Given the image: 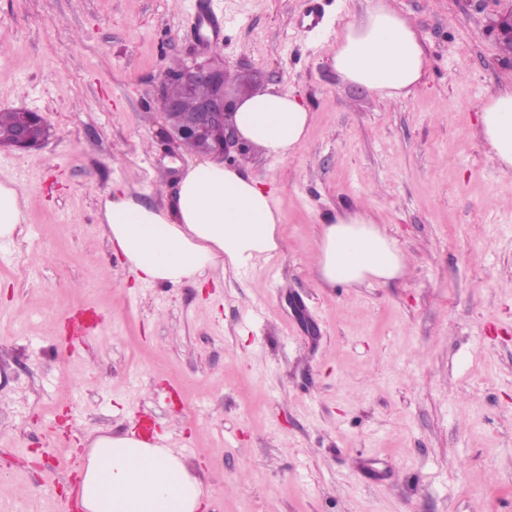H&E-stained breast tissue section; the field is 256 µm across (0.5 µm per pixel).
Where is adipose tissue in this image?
<instances>
[{
    "label": "adipose tissue",
    "instance_id": "1",
    "mask_svg": "<svg viewBox=\"0 0 512 512\" xmlns=\"http://www.w3.org/2000/svg\"><path fill=\"white\" fill-rule=\"evenodd\" d=\"M336 72L383 98L408 95L423 79L427 58L416 28L389 2L375 0L365 19L345 26L330 56ZM233 124L246 146L265 156H291L306 138L310 112L292 93L271 88L238 101ZM479 133L500 167L512 170V87L490 94ZM114 250L138 280L178 286L208 268L247 269L278 252L279 212L270 191L218 161L184 172L169 211L130 199L103 203ZM395 240L356 213L320 227L314 274L322 287H360L403 275ZM83 512H200L203 490L185 461L133 433L100 435L80 469Z\"/></svg>",
    "mask_w": 512,
    "mask_h": 512
}]
</instances>
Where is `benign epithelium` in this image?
<instances>
[{
    "mask_svg": "<svg viewBox=\"0 0 512 512\" xmlns=\"http://www.w3.org/2000/svg\"><path fill=\"white\" fill-rule=\"evenodd\" d=\"M497 38L512 42V8L500 13L494 24ZM223 58L198 52L174 73H164L158 96L164 102V115L171 137L180 146L202 142L198 153L229 159L241 150L238 133L231 121L234 99L225 87ZM21 118L12 132L13 150H35L42 142L34 139V128L44 124L41 113L20 111Z\"/></svg>",
    "mask_w": 512,
    "mask_h": 512,
    "instance_id": "1",
    "label": "benign epithelium"
}]
</instances>
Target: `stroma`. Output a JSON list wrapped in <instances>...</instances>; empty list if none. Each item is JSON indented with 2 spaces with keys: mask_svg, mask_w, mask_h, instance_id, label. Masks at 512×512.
Returning a JSON list of instances; mask_svg holds the SVG:
<instances>
[{
  "mask_svg": "<svg viewBox=\"0 0 512 512\" xmlns=\"http://www.w3.org/2000/svg\"><path fill=\"white\" fill-rule=\"evenodd\" d=\"M311 2L0 0V109L52 129L0 150V183L27 197L0 242V512H56L76 440L147 417L206 512H512V171L478 134L481 104L512 83L493 30L512 0H391L427 56L394 100L329 61L369 0H319L317 31ZM195 7L222 12L219 40ZM195 49L224 58L237 93L294 92L312 125L288 158L244 157L274 193L278 254L150 286L115 255L100 202L164 206L199 162L169 146L156 93ZM360 207L407 273L319 287L321 224ZM88 311L97 326L67 344ZM32 448L44 466L17 465ZM21 118L18 125L12 132L10 145L1 146L13 150H35L41 147L45 141H36L34 139V128L44 124V118L41 113L31 110L20 111Z\"/></svg>",
  "mask_w": 512,
  "mask_h": 512,
  "instance_id": "stroma-1",
  "label": "stroma"
}]
</instances>
